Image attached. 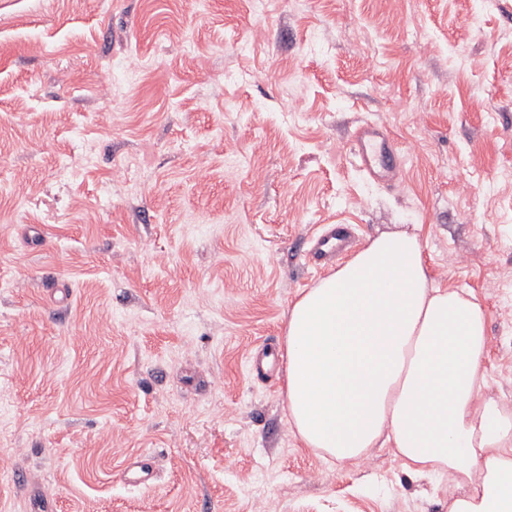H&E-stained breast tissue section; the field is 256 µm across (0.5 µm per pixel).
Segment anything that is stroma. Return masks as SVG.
<instances>
[{"instance_id": "1", "label": "stroma", "mask_w": 512, "mask_h": 512, "mask_svg": "<svg viewBox=\"0 0 512 512\" xmlns=\"http://www.w3.org/2000/svg\"><path fill=\"white\" fill-rule=\"evenodd\" d=\"M328 224L415 232L512 408V0H0V512H448L392 449L304 447L252 367ZM350 151L362 171L385 185L396 180L404 163L401 146L374 124H364L354 131ZM150 456H138L128 460L125 480L133 486H147L154 477Z\"/></svg>"}]
</instances>
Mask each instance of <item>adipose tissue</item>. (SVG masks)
I'll use <instances>...</instances> for the list:
<instances>
[{
    "instance_id": "1",
    "label": "adipose tissue",
    "mask_w": 512,
    "mask_h": 512,
    "mask_svg": "<svg viewBox=\"0 0 512 512\" xmlns=\"http://www.w3.org/2000/svg\"><path fill=\"white\" fill-rule=\"evenodd\" d=\"M287 407L339 461L392 444L404 471L460 487L448 512H512V411L486 394L483 307L433 287L418 236L367 240L292 304Z\"/></svg>"
}]
</instances>
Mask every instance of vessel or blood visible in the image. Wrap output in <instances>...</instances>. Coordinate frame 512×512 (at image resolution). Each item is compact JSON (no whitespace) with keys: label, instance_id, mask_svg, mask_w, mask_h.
I'll list each match as a JSON object with an SVG mask.
<instances>
[{"label":"vessel or blood","instance_id":"b4317fda","mask_svg":"<svg viewBox=\"0 0 512 512\" xmlns=\"http://www.w3.org/2000/svg\"><path fill=\"white\" fill-rule=\"evenodd\" d=\"M350 151L359 167L371 179L386 185L392 184L404 163L401 146L383 129L373 124L358 127L350 139ZM354 241L351 225L331 224L312 240L308 260L316 267L335 263L346 253ZM154 477L149 456L128 460L125 479L134 486L149 485Z\"/></svg>","mask_w":512,"mask_h":512}]
</instances>
